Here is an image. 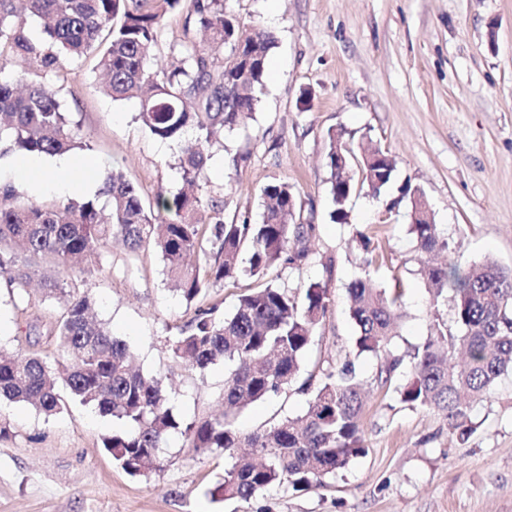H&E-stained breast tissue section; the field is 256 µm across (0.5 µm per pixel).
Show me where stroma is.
Segmentation results:
<instances>
[{
	"label": "stroma",
	"instance_id": "obj_1",
	"mask_svg": "<svg viewBox=\"0 0 512 512\" xmlns=\"http://www.w3.org/2000/svg\"><path fill=\"white\" fill-rule=\"evenodd\" d=\"M228 16L271 31L261 102L252 118L214 140L200 192L223 208L225 220H262V189L292 185L296 219L315 225L312 255L301 267H276L264 279L243 276L207 290L203 307L229 316L246 289L267 282L303 294L323 280L320 259L335 256L332 303L302 361L301 378L352 347L356 334L346 286L368 274L378 288L402 284V317L394 352L403 362L390 385L377 380L379 361L360 357L367 391L360 414L366 453L322 487L275 486L244 502L215 492L228 465L223 455L198 454L184 435H171L162 466L148 476L126 473L107 453L103 436L122 421L70 402L45 418L30 406L0 403V512H512V371L475 402L476 429L465 445L448 435L442 415L401 403L395 388L409 376L415 347L433 318L453 325L451 300L432 308L419 275L421 256L408 232L418 187L440 230L467 270L485 258L512 267V0H223ZM186 13L167 15L149 68L165 63L185 33ZM95 56L43 82L67 119L79 125L84 155L102 158L90 177L98 190L112 170L139 188L145 206L183 186L180 144L151 135L138 121L137 99L115 101L99 90ZM343 130L350 148L372 144L396 161L380 196L355 187L349 220L332 215L325 165L329 130ZM365 231L384 261L369 263L356 238ZM89 287L94 312L127 342L135 364L162 378L174 411L186 421L224 409V366L193 368L175 358L168 338L193 314L166 280L161 257L131 255L121 243L76 273ZM60 300L31 287L21 296L0 276V348L43 354L38 329L54 321ZM311 397L297 387L255 402L237 417L244 433L302 413Z\"/></svg>",
	"mask_w": 512,
	"mask_h": 512
}]
</instances>
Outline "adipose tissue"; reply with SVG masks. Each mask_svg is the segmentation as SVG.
Segmentation results:
<instances>
[{"instance_id": "1", "label": "adipose tissue", "mask_w": 512, "mask_h": 512, "mask_svg": "<svg viewBox=\"0 0 512 512\" xmlns=\"http://www.w3.org/2000/svg\"><path fill=\"white\" fill-rule=\"evenodd\" d=\"M102 164L101 159L85 157L79 160H60L57 166L45 167L35 159H20L13 165V177L20 184L37 187H60L69 191L85 184L90 173Z\"/></svg>"}]
</instances>
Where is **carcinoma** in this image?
I'll list each match as a JSON object with an SVG mask.
<instances>
[{
	"instance_id": "carcinoma-1",
	"label": "carcinoma",
	"mask_w": 512,
	"mask_h": 512,
	"mask_svg": "<svg viewBox=\"0 0 512 512\" xmlns=\"http://www.w3.org/2000/svg\"><path fill=\"white\" fill-rule=\"evenodd\" d=\"M24 11L37 17L35 37L16 0H0V56H15L38 71L58 73L100 40H105L97 69L103 90L113 100L137 98L139 119L156 137L177 139L187 127L196 138L179 158L185 185L206 178L207 150L221 132L251 118L260 101L268 57L276 45L270 31L244 24L224 13L221 0H24ZM190 4L185 29L198 27L229 49L224 61L187 41L172 49V61L146 67L165 17ZM5 151L56 155L82 147L77 129L60 110L55 93L22 72L0 79V145ZM354 151L343 131L328 132L326 165L336 209L347 221V190L354 189L351 168L336 169V153ZM361 185L378 195L392 181L395 163L379 147L361 152ZM262 222L224 221L223 211L199 194L181 189L160 196L156 210L146 208L139 190L111 172L93 198L58 205L17 204L15 190L0 185V273L22 293L31 266L49 267L45 295L64 298V311L44 336L53 350L43 356L0 349V399L25 403L46 417L62 412L59 385L70 397L93 405L126 427L103 437L102 445L130 475L146 476L160 468L161 452L173 433L190 441L196 452H224L231 459L223 496L249 501L268 488L288 484L295 490L322 487L326 479L365 454L360 426L363 394L354 359H384L377 380L386 384L401 365L392 341L401 318L400 286L374 288L359 277L346 287L348 314L356 327L352 354L321 372L320 384L300 414L242 435L237 413L253 402L276 395L298 376L303 357L332 302L330 280L336 260L323 263L327 279L310 283L302 296L266 285L242 294L234 313L222 320L198 308L170 338L173 354L204 371L224 363V413L186 422L169 406L162 379L131 367L125 341L90 316L91 298L66 297L65 278L114 238L130 252L152 250L162 258L171 289L187 304L208 288L241 275L261 277L274 267L300 266L309 257L315 225L294 222L296 199L286 182L263 188ZM213 209L214 222L202 219ZM416 248L427 255L421 275L431 304L438 307L448 291L456 329L434 318L430 336L415 349L411 370L396 391L412 408L444 415L449 435L460 444L475 431L472 403L485 398L497 379L512 371V269L487 258L468 271L432 261L451 252L432 215L409 225ZM249 266H239L243 250Z\"/></svg>"
}]
</instances>
